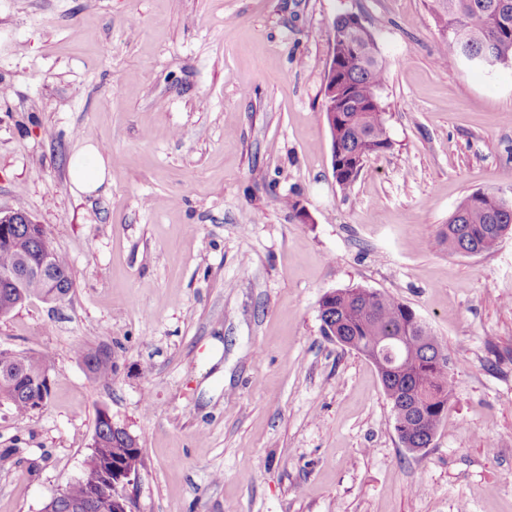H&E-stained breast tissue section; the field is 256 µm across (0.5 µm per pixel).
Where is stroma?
Here are the masks:
<instances>
[{"label": "stroma", "instance_id": "35a3bbf8", "mask_svg": "<svg viewBox=\"0 0 512 512\" xmlns=\"http://www.w3.org/2000/svg\"><path fill=\"white\" fill-rule=\"evenodd\" d=\"M346 13L386 62L392 147L344 190L324 85ZM443 51L428 0H0V208L73 279L0 318V349L51 356L43 406L0 408V512L84 476L102 410L142 448L133 512H512V231L473 256L437 241L463 197L512 201V66ZM86 143L110 167L92 195L68 173ZM352 287L452 361L422 451L321 331Z\"/></svg>", "mask_w": 512, "mask_h": 512}]
</instances>
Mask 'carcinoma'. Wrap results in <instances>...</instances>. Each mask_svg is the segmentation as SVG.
I'll return each instance as SVG.
<instances>
[{
	"label": "carcinoma",
	"instance_id": "1",
	"mask_svg": "<svg viewBox=\"0 0 512 512\" xmlns=\"http://www.w3.org/2000/svg\"><path fill=\"white\" fill-rule=\"evenodd\" d=\"M430 11L438 31L457 29L461 36L443 39L445 59L459 60L469 55L489 59L512 60V0H429ZM332 47L336 54V117L326 116L336 166V182L348 188L359 175L368 157L392 147L388 133L386 107L382 98L387 80V66L380 56L371 30L354 20L351 14L336 17L332 27ZM512 225V203L496 195L474 192L464 197L438 235L442 244L455 251L493 250ZM49 252L56 278L52 282L27 279L22 286L26 298L56 292L67 296L72 288L68 261L51 246L49 239H31L24 228H17L9 239L0 240V270L13 269L21 257L36 258ZM414 312L388 294L364 288L335 292L324 310L321 321L336 327V335L345 337L344 346L360 353L372 339L397 336L412 323ZM441 345L421 322L414 325L407 340L410 367L387 378L397 394L391 408H400L394 420L401 422L411 434L425 441L436 434L451 395L449 366L436 368L430 364ZM87 369L103 375L112 368L110 356L100 350L83 354ZM33 378L21 385L12 373L0 370V405L6 404L14 415L23 418L40 406L50 387L40 373L49 371L46 353L22 356ZM91 447L97 459L121 458L125 468L137 472L144 464L141 448L126 442L97 415L95 438ZM96 492L93 512H114L112 494L99 474L91 471L83 481L67 489L72 501Z\"/></svg>",
	"mask_w": 512,
	"mask_h": 512
}]
</instances>
